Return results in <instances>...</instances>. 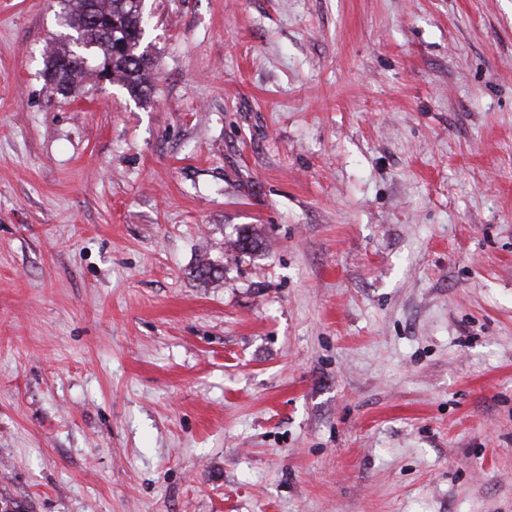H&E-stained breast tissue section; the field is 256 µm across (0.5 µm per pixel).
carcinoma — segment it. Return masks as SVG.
Masks as SVG:
<instances>
[{"label": "carcinoma", "mask_w": 512, "mask_h": 512, "mask_svg": "<svg viewBox=\"0 0 512 512\" xmlns=\"http://www.w3.org/2000/svg\"><path fill=\"white\" fill-rule=\"evenodd\" d=\"M65 27L66 48L51 59L71 54L66 68L44 63V80L59 92H72L89 74L109 71L119 78L128 95L140 100L151 94L152 67H140L143 11L131 0H59Z\"/></svg>", "instance_id": "cac0c4a2"}]
</instances>
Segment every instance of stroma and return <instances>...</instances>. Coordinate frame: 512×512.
<instances>
[{
    "label": "stroma",
    "instance_id": "stroma-1",
    "mask_svg": "<svg viewBox=\"0 0 512 512\" xmlns=\"http://www.w3.org/2000/svg\"><path fill=\"white\" fill-rule=\"evenodd\" d=\"M56 10L0 0V498L512 512V0H145L143 100L45 85Z\"/></svg>",
    "mask_w": 512,
    "mask_h": 512
}]
</instances>
